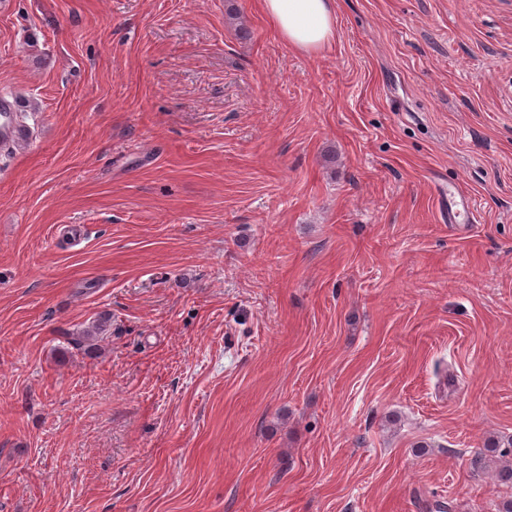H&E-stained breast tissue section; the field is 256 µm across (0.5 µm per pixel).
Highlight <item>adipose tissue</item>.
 Instances as JSON below:
<instances>
[{"label": "adipose tissue", "mask_w": 512, "mask_h": 512, "mask_svg": "<svg viewBox=\"0 0 512 512\" xmlns=\"http://www.w3.org/2000/svg\"><path fill=\"white\" fill-rule=\"evenodd\" d=\"M281 41L307 54L329 47L336 38V0H259Z\"/></svg>", "instance_id": "obj_1"}]
</instances>
